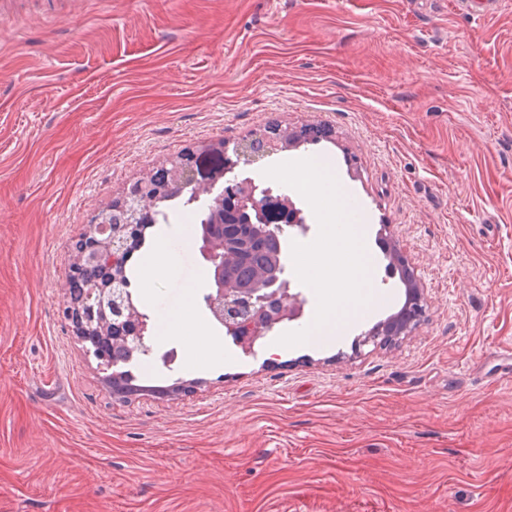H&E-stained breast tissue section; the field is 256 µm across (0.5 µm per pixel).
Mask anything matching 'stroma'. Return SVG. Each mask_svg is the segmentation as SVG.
Segmentation results:
<instances>
[{"label":"stroma","instance_id":"35a3bbf8","mask_svg":"<svg viewBox=\"0 0 512 512\" xmlns=\"http://www.w3.org/2000/svg\"><path fill=\"white\" fill-rule=\"evenodd\" d=\"M13 0L0 15V512H512V0ZM324 125L369 250L423 293L393 344L366 333L398 278L327 344L296 323L176 395L112 396L64 315L71 249L104 203L183 148ZM286 247L296 265L322 205ZM208 293L185 254L165 286Z\"/></svg>","mask_w":512,"mask_h":512}]
</instances>
